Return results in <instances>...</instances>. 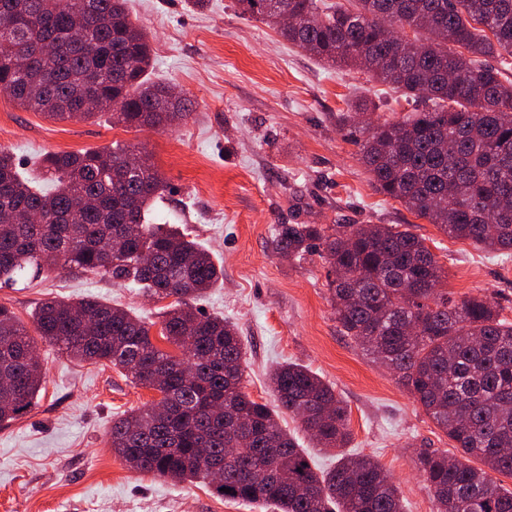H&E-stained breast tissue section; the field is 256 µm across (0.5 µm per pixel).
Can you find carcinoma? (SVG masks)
<instances>
[{"instance_id": "obj_1", "label": "carcinoma", "mask_w": 512, "mask_h": 512, "mask_svg": "<svg viewBox=\"0 0 512 512\" xmlns=\"http://www.w3.org/2000/svg\"><path fill=\"white\" fill-rule=\"evenodd\" d=\"M127 0H0V90L54 120H88L89 96L112 122L166 130L191 102L150 83L152 46ZM240 13L274 27L329 65H349L425 109L351 134L376 191L448 236L512 256V0H235ZM293 18L283 22L282 14ZM138 150L116 146L47 152L40 181L0 146V284L67 271L104 274L158 300L160 348L150 324L93 298L48 300L31 326L0 305V426L25 415L45 380L30 356L38 343L88 363L110 364L161 393L112 421V452L131 469L177 482L200 480L226 500L273 512H403L397 487L375 461L341 453L351 431L334 389L292 362L269 374L274 404L244 390V344L219 316L193 304L223 270L200 243L147 215L164 190L152 164L129 167ZM93 205L75 208L77 197ZM331 267L341 332L385 361L398 382L454 442L456 454L418 457L436 512H512V323L482 297L439 291L443 269L425 240L388 225L279 224L276 245L302 257L313 243ZM299 418L317 447L336 452L312 467L279 423ZM475 458L484 467L468 464ZM230 492L225 493L221 488Z\"/></svg>"}]
</instances>
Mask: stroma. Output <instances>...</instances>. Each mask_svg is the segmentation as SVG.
<instances>
[{"mask_svg":"<svg viewBox=\"0 0 512 512\" xmlns=\"http://www.w3.org/2000/svg\"><path fill=\"white\" fill-rule=\"evenodd\" d=\"M131 20L153 49L150 79L193 104L169 130L128 129L102 114L54 121L0 92V146L37 176L41 154L122 144L147 152L166 184L153 219L210 248L224 279L197 311L234 323L244 338L245 385L256 401L273 396L277 363L309 367L331 384L349 414V451L378 462L405 512H435L417 462L453 444L382 364L340 330L319 249L280 253V224H388L424 238L450 298L488 297L512 321V258L449 238L372 188L346 116L358 99L372 121L398 120L405 98L353 67L330 66L240 14L235 0H129ZM95 298L159 322L160 302L102 275L43 274L28 286L0 287V304L30 323L48 299ZM46 379L35 405L0 428V512H269L230 501L201 483H176L130 469L113 454V420L155 401L156 391L118 369L80 363L43 345Z\"/></svg>","mask_w":512,"mask_h":512,"instance_id":"35a3bbf8","label":"stroma"}]
</instances>
